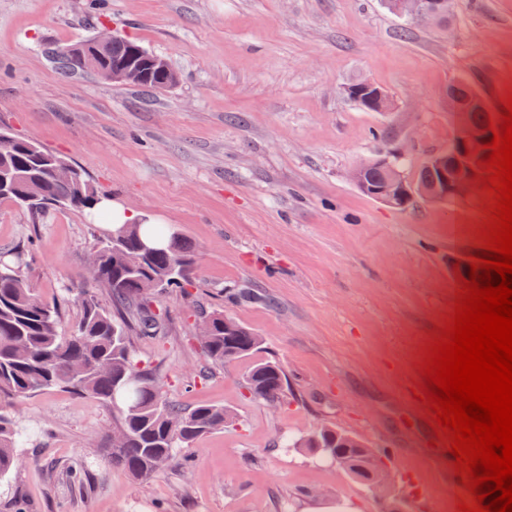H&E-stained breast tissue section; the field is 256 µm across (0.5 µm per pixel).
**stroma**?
I'll return each mask as SVG.
<instances>
[{"label":"stroma","mask_w":512,"mask_h":512,"mask_svg":"<svg viewBox=\"0 0 512 512\" xmlns=\"http://www.w3.org/2000/svg\"><path fill=\"white\" fill-rule=\"evenodd\" d=\"M106 25L166 58L179 83L148 91L66 77L42 52ZM359 77L391 96V112L342 95ZM462 78L499 112L512 93V0H458L445 29L407 27L383 0H0V126L196 246L195 287L160 302L168 334L134 347L168 400L235 415L144 483L107 457L110 407L65 389L26 399V464L0 481V512L19 502L29 512H301L314 500L378 512L374 493L336 465L273 445L326 425L382 456L407 512L474 505L412 389L426 342L454 310V262L484 249L494 195L399 209L349 178L387 147L406 151L416 177L454 136L447 91ZM91 223L0 204V252L29 248L28 281L68 325L80 316L67 289L83 283ZM244 283L273 306L225 300ZM201 303L262 336V357L288 375L280 408L249 394V361L208 360ZM75 466L79 484L67 478Z\"/></svg>","instance_id":"obj_1"}]
</instances>
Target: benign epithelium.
Masks as SVG:
<instances>
[{
  "label": "benign epithelium",
  "instance_id": "obj_1",
  "mask_svg": "<svg viewBox=\"0 0 512 512\" xmlns=\"http://www.w3.org/2000/svg\"><path fill=\"white\" fill-rule=\"evenodd\" d=\"M457 0H387L386 5L404 18L410 26L428 24L440 15L455 16ZM344 95L361 107L372 112H389L394 107L391 97L378 85L359 79L343 87ZM448 110L452 113L456 133L448 150L433 156L430 166L438 174L435 184L411 182L405 176L403 160L406 155L400 151H385L371 161L355 168L350 179L366 195L386 204L404 208L414 194H420L434 201L448 202L473 197L481 184L485 166L482 159L488 149L482 140L498 132L496 118H491L492 129H474L470 125L469 110L481 105V98L470 83L460 80L448 86ZM376 166L386 172V178L379 183L365 180L367 168Z\"/></svg>",
  "mask_w": 512,
  "mask_h": 512
}]
</instances>
